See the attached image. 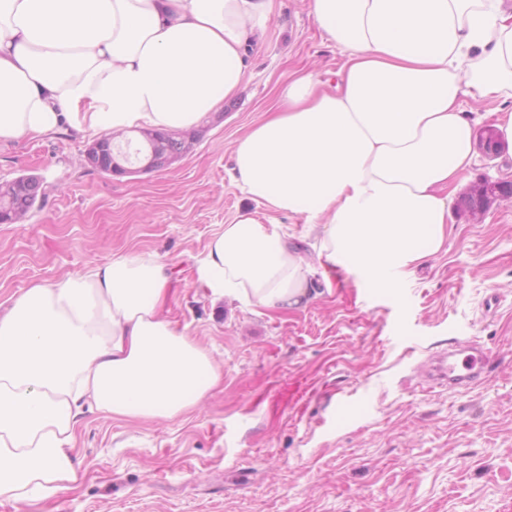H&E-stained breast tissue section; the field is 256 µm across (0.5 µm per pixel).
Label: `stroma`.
<instances>
[{
  "instance_id": "stroma-1",
  "label": "stroma",
  "mask_w": 512,
  "mask_h": 512,
  "mask_svg": "<svg viewBox=\"0 0 512 512\" xmlns=\"http://www.w3.org/2000/svg\"><path fill=\"white\" fill-rule=\"evenodd\" d=\"M344 63L309 0H282L239 94L198 123L194 150L130 177L87 168L74 130L0 145V181L39 175L42 206L0 224V305L113 255L170 266L165 314L223 378L173 421L84 412L79 486L0 512H512V199L481 221L454 212L413 275L370 286L314 273L311 300L274 312L211 301L195 270L211 238L252 210L227 171L236 139L291 72ZM486 349L474 389L432 385L449 350Z\"/></svg>"
}]
</instances>
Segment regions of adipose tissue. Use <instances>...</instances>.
I'll return each instance as SVG.
<instances>
[{
    "mask_svg": "<svg viewBox=\"0 0 512 512\" xmlns=\"http://www.w3.org/2000/svg\"><path fill=\"white\" fill-rule=\"evenodd\" d=\"M503 0H311L346 56L336 81L291 74L236 142L229 173L256 211L230 219L196 268L216 299L295 310L315 271L372 285L411 274L448 238L474 163L465 97L506 108L512 141V12ZM277 0H0V143L72 128L186 129L247 77ZM303 219L305 253L278 229ZM166 263L129 252L0 312V500L75 488L84 408L124 419L195 410L221 373L161 310Z\"/></svg>",
    "mask_w": 512,
    "mask_h": 512,
    "instance_id": "1",
    "label": "adipose tissue"
}]
</instances>
